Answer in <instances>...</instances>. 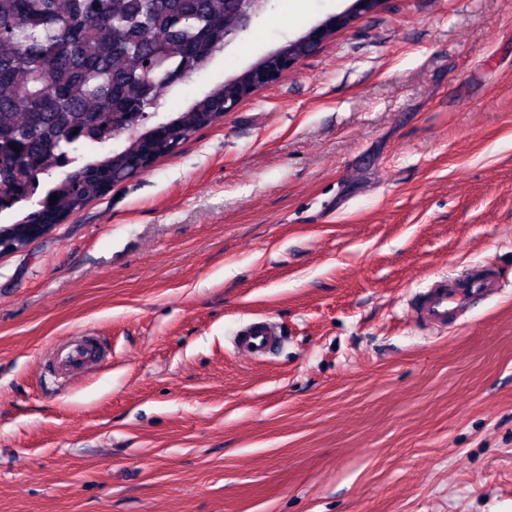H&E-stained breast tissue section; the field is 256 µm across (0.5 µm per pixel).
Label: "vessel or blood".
I'll list each match as a JSON object with an SVG mask.
<instances>
[{
    "instance_id": "vessel-or-blood-1",
    "label": "vessel or blood",
    "mask_w": 512,
    "mask_h": 512,
    "mask_svg": "<svg viewBox=\"0 0 512 512\" xmlns=\"http://www.w3.org/2000/svg\"><path fill=\"white\" fill-rule=\"evenodd\" d=\"M497 288L488 274L473 275L466 279L464 287H449L447 281L436 282L418 301L414 313L417 318L436 326H444L456 318L465 307L475 300L491 295ZM277 341V333L268 323L258 322L241 343V349L251 355L263 353Z\"/></svg>"
}]
</instances>
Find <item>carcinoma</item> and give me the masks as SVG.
<instances>
[{
    "instance_id": "carcinoma-1",
    "label": "carcinoma",
    "mask_w": 512,
    "mask_h": 512,
    "mask_svg": "<svg viewBox=\"0 0 512 512\" xmlns=\"http://www.w3.org/2000/svg\"><path fill=\"white\" fill-rule=\"evenodd\" d=\"M235 23L228 0H0V212L58 174L38 209L0 224V241L23 245L44 215L61 222L138 175L150 130L116 148L112 140L138 128L145 106H160L161 90L222 52ZM247 82L229 80L179 113L173 139L216 122L224 97ZM81 146L91 150L82 159Z\"/></svg>"
}]
</instances>
